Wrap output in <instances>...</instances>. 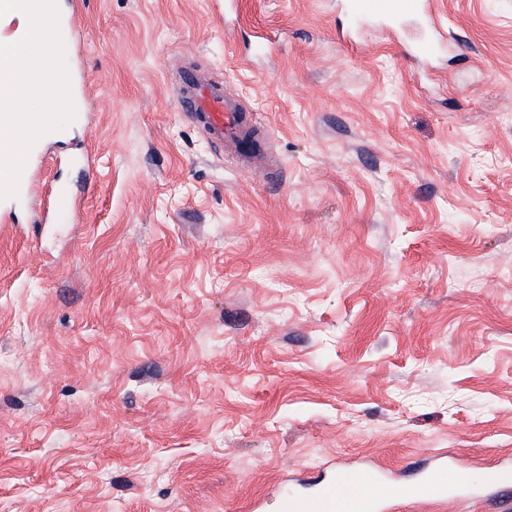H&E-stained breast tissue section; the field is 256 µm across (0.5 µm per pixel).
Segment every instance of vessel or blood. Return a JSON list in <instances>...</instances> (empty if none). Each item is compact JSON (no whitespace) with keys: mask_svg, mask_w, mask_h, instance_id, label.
<instances>
[{"mask_svg":"<svg viewBox=\"0 0 512 512\" xmlns=\"http://www.w3.org/2000/svg\"><path fill=\"white\" fill-rule=\"evenodd\" d=\"M354 21L381 19L397 26L418 22L421 34L413 51L420 56L434 55L445 41L438 25L435 0H347ZM178 101L204 124L216 143H232L251 132L256 121L242 111L231 92L213 83L186 75L178 89ZM512 482V467L504 465L486 484H478L468 467L439 454L427 470L409 482L392 480L373 468L337 467L318 478L310 494L285 497L286 512H387L395 503L411 499L422 504L444 503L458 498L491 497L490 489Z\"/></svg>","mask_w":512,"mask_h":512,"instance_id":"obj_1","label":"vessel or blood"}]
</instances>
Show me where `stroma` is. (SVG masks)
Wrapping results in <instances>:
<instances>
[{
	"label": "stroma",
	"mask_w": 512,
	"mask_h": 512,
	"mask_svg": "<svg viewBox=\"0 0 512 512\" xmlns=\"http://www.w3.org/2000/svg\"><path fill=\"white\" fill-rule=\"evenodd\" d=\"M440 9L431 61L340 43L336 0L61 23L79 121L0 223V512H284L331 462L512 458V0ZM189 72L262 169L177 110Z\"/></svg>",
	"instance_id": "1"
}]
</instances>
